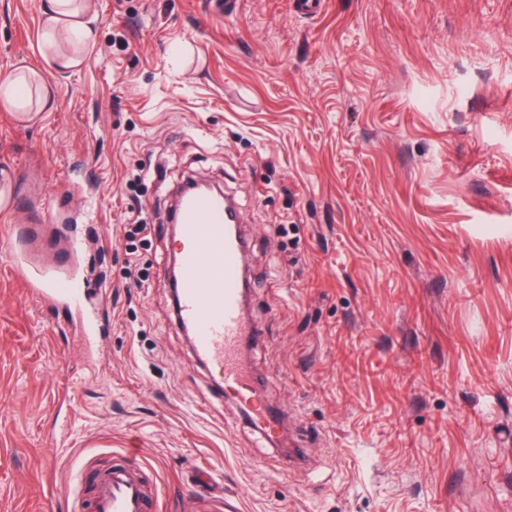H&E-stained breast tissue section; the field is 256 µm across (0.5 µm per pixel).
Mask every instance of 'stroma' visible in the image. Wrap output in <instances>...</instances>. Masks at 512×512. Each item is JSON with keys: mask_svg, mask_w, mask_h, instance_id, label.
<instances>
[{"mask_svg": "<svg viewBox=\"0 0 512 512\" xmlns=\"http://www.w3.org/2000/svg\"><path fill=\"white\" fill-rule=\"evenodd\" d=\"M44 2L0 0V79L42 68ZM89 3L52 110L0 108V512H72L124 453L150 512H512V0ZM190 174L237 205L285 444L171 316ZM18 255L94 289V350Z\"/></svg>", "mask_w": 512, "mask_h": 512, "instance_id": "stroma-1", "label": "stroma"}]
</instances>
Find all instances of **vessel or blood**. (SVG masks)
<instances>
[{
  "label": "vessel or blood",
  "mask_w": 512,
  "mask_h": 512,
  "mask_svg": "<svg viewBox=\"0 0 512 512\" xmlns=\"http://www.w3.org/2000/svg\"><path fill=\"white\" fill-rule=\"evenodd\" d=\"M225 201L213 196L188 200L174 222L181 244L177 320L191 328L192 349L201 363L220 375L224 390L233 395L265 437H273L278 421L250 381L241 363L242 342L252 329L244 311V246L225 229ZM36 294L64 310L89 344L102 334L98 312L88 293L73 278L32 280ZM150 488L134 464H115L96 470L90 500H76L74 512H148Z\"/></svg>",
  "instance_id": "vessel-or-blood-1"
}]
</instances>
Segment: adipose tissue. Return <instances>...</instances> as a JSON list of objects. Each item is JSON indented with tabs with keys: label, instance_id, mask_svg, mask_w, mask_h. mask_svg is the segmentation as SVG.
<instances>
[{
	"label": "adipose tissue",
	"instance_id": "adipose-tissue-1",
	"mask_svg": "<svg viewBox=\"0 0 512 512\" xmlns=\"http://www.w3.org/2000/svg\"><path fill=\"white\" fill-rule=\"evenodd\" d=\"M88 0H46L39 35L45 72L16 71L0 80V106L13 112L45 110L49 104L44 73L80 67L95 41Z\"/></svg>",
	"mask_w": 512,
	"mask_h": 512
}]
</instances>
